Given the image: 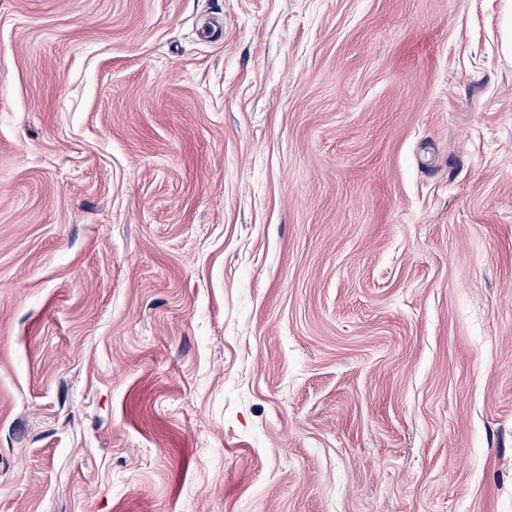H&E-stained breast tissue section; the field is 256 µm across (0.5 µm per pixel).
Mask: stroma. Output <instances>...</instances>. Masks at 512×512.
<instances>
[{"instance_id":"35a3bbf8","label":"stroma","mask_w":512,"mask_h":512,"mask_svg":"<svg viewBox=\"0 0 512 512\" xmlns=\"http://www.w3.org/2000/svg\"><path fill=\"white\" fill-rule=\"evenodd\" d=\"M512 0H0V512H512Z\"/></svg>"}]
</instances>
